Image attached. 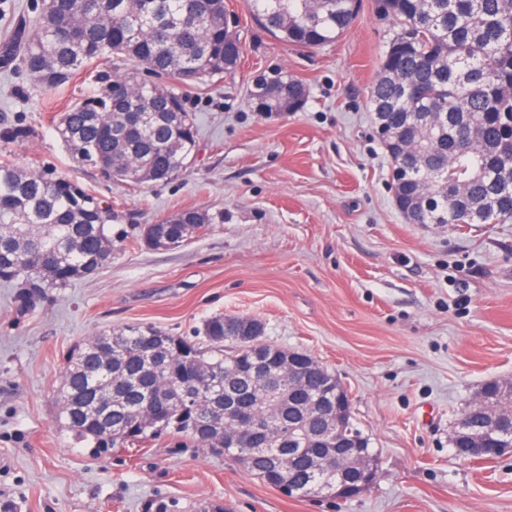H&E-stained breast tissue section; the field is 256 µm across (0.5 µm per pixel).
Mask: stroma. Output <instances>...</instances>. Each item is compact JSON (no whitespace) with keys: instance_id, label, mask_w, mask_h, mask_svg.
Instances as JSON below:
<instances>
[{"instance_id":"obj_1","label":"stroma","mask_w":512,"mask_h":512,"mask_svg":"<svg viewBox=\"0 0 512 512\" xmlns=\"http://www.w3.org/2000/svg\"><path fill=\"white\" fill-rule=\"evenodd\" d=\"M235 16L241 61L221 82L167 79L196 117L197 147L165 182L131 186L83 167L58 136L64 112L126 70L108 58L56 87L0 68V162L46 166L112 207V253L91 277L27 302L0 281V502L11 512H512V457L478 462L448 435L488 381L512 378V223L410 224L370 89L395 27L378 0L336 42L298 48ZM300 80L298 112L254 111V75ZM205 212L183 246L153 250L144 229ZM248 317L264 342L307 353L344 385L371 440L378 480L338 500L287 497L222 451L167 431L93 455L57 417L66 356L133 324L191 336L206 319Z\"/></svg>"}]
</instances>
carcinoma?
Segmentation results:
<instances>
[{"mask_svg": "<svg viewBox=\"0 0 512 512\" xmlns=\"http://www.w3.org/2000/svg\"><path fill=\"white\" fill-rule=\"evenodd\" d=\"M252 15L271 35L301 48L335 42L357 15V0H249ZM382 12L398 26L371 87L372 111L386 151L403 143L404 160L391 158L392 188L414 207L411 224L512 222V0H387ZM224 0H43L0 47V63L18 60L37 85L58 86L76 71L110 55L133 68L102 76L97 94L62 113L57 131L80 161L103 177L132 184L162 182L186 168L197 125L174 89L141 74L183 83L221 78L241 60L242 41L228 21ZM265 93L249 96L257 112L304 107L306 90L273 70ZM211 218L184 211L162 223L174 233ZM106 209L78 183L50 169L23 171L0 164V279L31 296L90 277L112 250ZM236 320L215 315L194 339L151 325H130L100 336L112 346V369L97 352L74 351L57 390L59 417L79 441L107 454L129 442L173 430L224 450L256 478L273 462L299 487L336 481L306 454L324 431L348 439L354 421L330 422L333 395L323 396L315 418L302 401L288 400V381L272 360L254 372L255 353L238 349ZM203 371L206 383L193 376ZM164 384L168 408L139 425ZM112 386L111 430L87 408L95 391ZM279 414H268L269 398ZM244 407L270 433L265 448L224 446L197 425L226 421L225 403ZM291 443L294 460L288 461Z\"/></svg>", "mask_w": 512, "mask_h": 512, "instance_id": "cac0c4a2", "label": "carcinoma"}]
</instances>
